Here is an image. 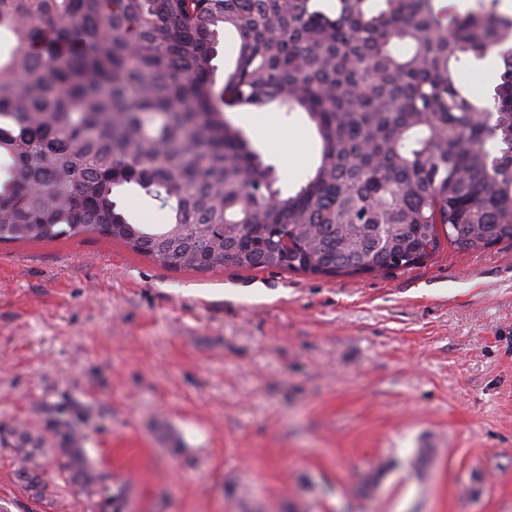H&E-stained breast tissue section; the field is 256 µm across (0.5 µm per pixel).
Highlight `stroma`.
<instances>
[{"label":"stroma","mask_w":512,"mask_h":512,"mask_svg":"<svg viewBox=\"0 0 512 512\" xmlns=\"http://www.w3.org/2000/svg\"><path fill=\"white\" fill-rule=\"evenodd\" d=\"M284 194L305 113H227ZM512 512V243L393 273L174 270L96 236L0 243V512ZM43 436L52 496L17 482ZM41 439L28 431L16 432L12 448L16 461L15 475L19 484L38 501L48 498V484L44 479L45 448ZM65 450L71 459L69 469V481L80 486L81 490L91 497L97 492L98 478L95 472L88 466L84 457L75 448H61Z\"/></svg>","instance_id":"35a3bbf8"}]
</instances>
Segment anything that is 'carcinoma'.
Returning a JSON list of instances; mask_svg holds the SVG:
<instances>
[{"mask_svg":"<svg viewBox=\"0 0 512 512\" xmlns=\"http://www.w3.org/2000/svg\"><path fill=\"white\" fill-rule=\"evenodd\" d=\"M434 0H0V242L118 239L155 263L333 277L407 269L446 241L512 242V19ZM238 35L217 81L219 37ZM495 55L488 98L461 71ZM302 111L320 162L287 196L227 118ZM128 185L168 210L133 224ZM69 481L98 478L66 449ZM15 475L48 498L45 449L15 433Z\"/></svg>","mask_w":512,"mask_h":512,"instance_id":"obj_1","label":"carcinoma"}]
</instances>
